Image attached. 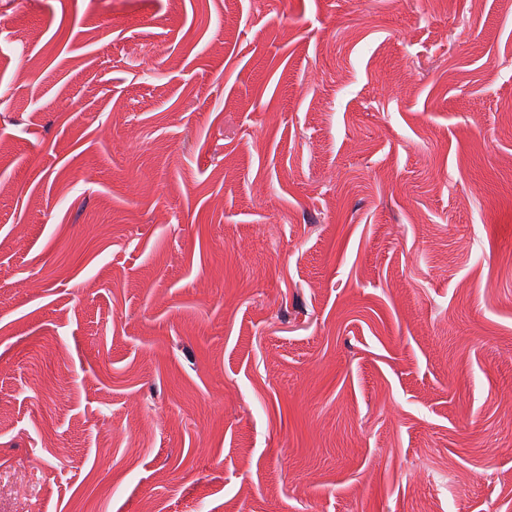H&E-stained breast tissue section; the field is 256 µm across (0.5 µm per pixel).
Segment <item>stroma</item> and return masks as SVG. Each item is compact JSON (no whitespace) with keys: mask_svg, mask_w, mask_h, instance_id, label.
Listing matches in <instances>:
<instances>
[{"mask_svg":"<svg viewBox=\"0 0 512 512\" xmlns=\"http://www.w3.org/2000/svg\"><path fill=\"white\" fill-rule=\"evenodd\" d=\"M512 512V0H0V512Z\"/></svg>","mask_w":512,"mask_h":512,"instance_id":"35a3bbf8","label":"stroma"}]
</instances>
